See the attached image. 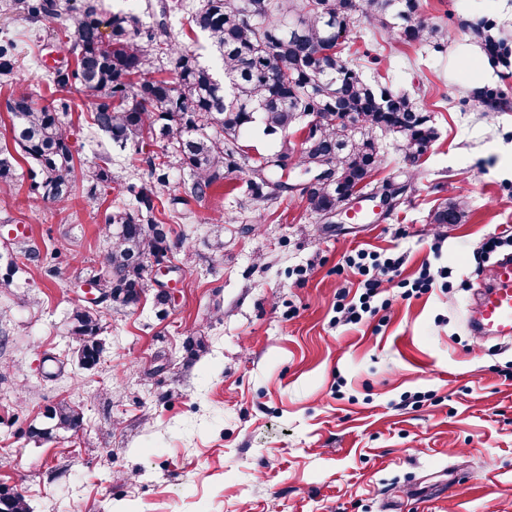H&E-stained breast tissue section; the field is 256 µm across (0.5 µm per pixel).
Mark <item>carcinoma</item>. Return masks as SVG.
<instances>
[{"mask_svg": "<svg viewBox=\"0 0 512 512\" xmlns=\"http://www.w3.org/2000/svg\"><path fill=\"white\" fill-rule=\"evenodd\" d=\"M32 20L60 18L58 41L70 59L45 74L57 91L73 87L91 102L89 129L106 135L124 151L143 155L155 183L168 184L171 163L188 172L185 195L203 200L235 172L245 174L248 195L266 203L297 186L289 181L296 168L338 176L340 186L318 183L300 190L307 209L323 215L342 202L339 187L367 189L382 165L375 131L402 139L404 158L419 162L437 138L431 121L408 95L379 88L364 77L350 53L358 18L366 17L395 31L406 42L440 43L443 31L416 17L418 0H181L146 4L159 20L148 26L133 11L107 12L99 0H18ZM186 15L191 31L205 35L220 70L170 41L165 18L173 10ZM493 22L476 27L490 56L502 41L490 35ZM15 42L0 44V81L15 77ZM171 64V76L154 75L160 56ZM11 117L14 150L0 146V183L16 176L19 161L30 165L29 196L65 202L75 171L67 104L39 106L32 93L11 91L5 102ZM278 141L276 149L248 162L240 139L255 124ZM162 144L160 153H143L146 142ZM107 158L84 170L88 193L107 197L115 176ZM134 203L106 208L102 258L79 278L111 296L106 309L116 314L137 306L148 291L152 262L168 259L181 248L158 218L155 189L127 186ZM465 203L450 201L432 215L435 224L466 221ZM24 257L54 268L61 250L45 253L27 247ZM101 310L75 308L70 334L84 343L85 359L98 365L105 345L100 338ZM48 426L28 429L30 437L57 438L75 433L83 413L68 404L47 412ZM0 512H32L19 492L0 490Z\"/></svg>", "mask_w": 512, "mask_h": 512, "instance_id": "obj_1", "label": "carcinoma"}]
</instances>
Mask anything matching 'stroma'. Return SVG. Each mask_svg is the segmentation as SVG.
Here are the masks:
<instances>
[{"label": "stroma", "instance_id": "obj_1", "mask_svg": "<svg viewBox=\"0 0 512 512\" xmlns=\"http://www.w3.org/2000/svg\"><path fill=\"white\" fill-rule=\"evenodd\" d=\"M441 26V48L407 43L368 18L353 31L363 72L409 95L438 137L410 164L395 135L380 137L378 178L411 182L390 212L322 218L299 196L256 205L243 174L167 217L183 246L165 287L103 317L98 370L79 369L67 317L79 272L103 252L102 215L151 178L131 152L87 128L89 103L67 92L77 165L112 158L108 199L76 181L68 201L33 202L26 168L0 184V225L65 259L54 271L25 264L0 287V484L32 512H512V341L476 338L467 308L483 282L475 257L493 236L512 253V63L490 65L475 32L494 18L512 52V0H420ZM57 24L0 9V40L37 105L51 103L44 64L65 61ZM498 87L501 109L475 92ZM464 224H435L448 200ZM222 239L224 249L211 245ZM403 257L401 278L448 270L447 288L357 325L336 321V275L351 250ZM206 349L193 353L197 339ZM428 401L411 404L415 393ZM81 406L83 428L50 442L28 437L46 408Z\"/></svg>", "mask_w": 512, "mask_h": 512}]
</instances>
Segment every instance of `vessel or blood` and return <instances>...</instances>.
I'll list each match as a JSON object with an SVG mask.
<instances>
[{"label":"vessel or blood","instance_id":"obj_1","mask_svg":"<svg viewBox=\"0 0 512 512\" xmlns=\"http://www.w3.org/2000/svg\"><path fill=\"white\" fill-rule=\"evenodd\" d=\"M474 335L486 339L512 338V256L498 259L468 319Z\"/></svg>","mask_w":512,"mask_h":512}]
</instances>
